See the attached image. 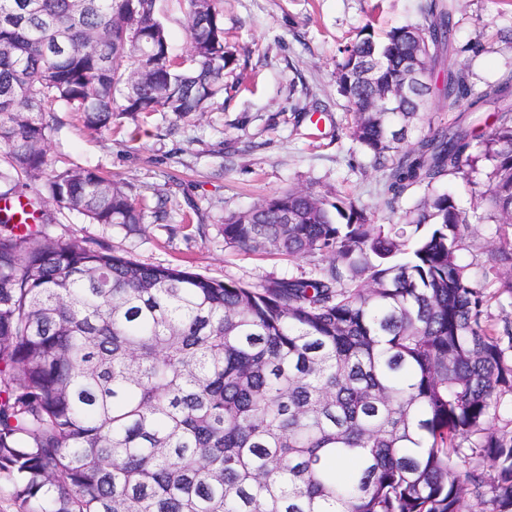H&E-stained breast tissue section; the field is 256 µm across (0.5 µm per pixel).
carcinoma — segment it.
<instances>
[{
	"label": "carcinoma",
	"mask_w": 512,
	"mask_h": 512,
	"mask_svg": "<svg viewBox=\"0 0 512 512\" xmlns=\"http://www.w3.org/2000/svg\"><path fill=\"white\" fill-rule=\"evenodd\" d=\"M156 0H0V200L46 165V113L204 110L224 95L218 0H189L193 54L170 53ZM454 6L341 50L353 137L384 173L401 224L289 189L224 217L244 252L320 258L261 287L149 265L40 229L44 203L129 229L144 211L111 179L67 169L0 219V476L26 512H512V327L460 256L469 220L443 177L495 161L486 194L512 226V77L473 89L448 65L453 122L414 143L431 93H399L421 35L453 44ZM376 69L373 82L364 77ZM493 112L481 140L473 114ZM512 290V247L490 250ZM469 468L456 472L457 460Z\"/></svg>",
	"instance_id": "cac0c4a2"
}]
</instances>
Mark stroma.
Wrapping results in <instances>:
<instances>
[{
    "label": "stroma",
    "mask_w": 512,
    "mask_h": 512,
    "mask_svg": "<svg viewBox=\"0 0 512 512\" xmlns=\"http://www.w3.org/2000/svg\"><path fill=\"white\" fill-rule=\"evenodd\" d=\"M424 0H223L224 46L233 61L224 70V97L204 113L157 112L126 116L112 129L91 131L71 112L48 115L47 164L34 185L43 189L67 168L96 169L112 176L145 207L137 230L89 223L75 211L48 204L46 233L124 254L144 264L178 265L220 280L261 286L275 279L308 276L315 263L229 248L225 216L247 210L288 188L321 196L342 194L367 208L373 223H401L420 198L412 192L387 207L382 174L353 139L354 114L336 86L341 49L363 27L384 36L392 27L423 20ZM453 50L435 63L429 99L409 134L418 140L451 123L438 95L448 65L465 68L474 89L512 73V0H459ZM187 0H157L174 58L191 54ZM491 161L483 160L473 184L448 176L458 208L471 220L466 261L472 282L487 295V320L496 330L512 324V292L502 269L493 267L489 245H512V227L497 224L477 192L486 189ZM164 204L166 217L153 211Z\"/></svg>",
    "instance_id": "obj_1"
}]
</instances>
